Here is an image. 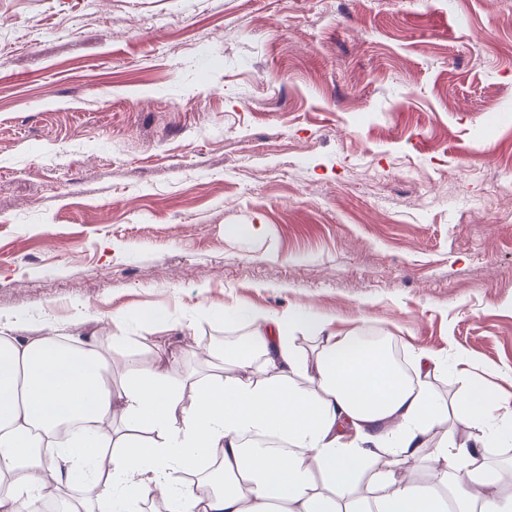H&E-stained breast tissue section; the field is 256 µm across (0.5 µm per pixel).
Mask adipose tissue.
I'll return each instance as SVG.
<instances>
[{
	"instance_id": "1",
	"label": "adipose tissue",
	"mask_w": 512,
	"mask_h": 512,
	"mask_svg": "<svg viewBox=\"0 0 512 512\" xmlns=\"http://www.w3.org/2000/svg\"><path fill=\"white\" fill-rule=\"evenodd\" d=\"M250 320V348L210 349L211 380L139 358L121 332L103 344L0 329V512H30L48 486L66 512H512V495L499 492L506 476L482 453L512 436V399L469 367L454 366L467 387L450 406L427 381L439 365L428 351L409 377L385 344L330 320ZM300 330L320 336L313 359L291 345ZM120 351L127 370L116 382ZM450 418L469 437L431 443ZM74 421L83 429L61 436ZM251 434L286 448L249 447ZM202 459L214 475L186 487ZM422 467L429 483L414 477Z\"/></svg>"
}]
</instances>
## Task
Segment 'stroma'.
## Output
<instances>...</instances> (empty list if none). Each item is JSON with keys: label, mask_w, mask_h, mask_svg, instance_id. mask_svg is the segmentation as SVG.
Returning a JSON list of instances; mask_svg holds the SVG:
<instances>
[{"label": "stroma", "mask_w": 512, "mask_h": 512, "mask_svg": "<svg viewBox=\"0 0 512 512\" xmlns=\"http://www.w3.org/2000/svg\"><path fill=\"white\" fill-rule=\"evenodd\" d=\"M224 305L512 394V0H0V324L201 377Z\"/></svg>", "instance_id": "stroma-1"}]
</instances>
